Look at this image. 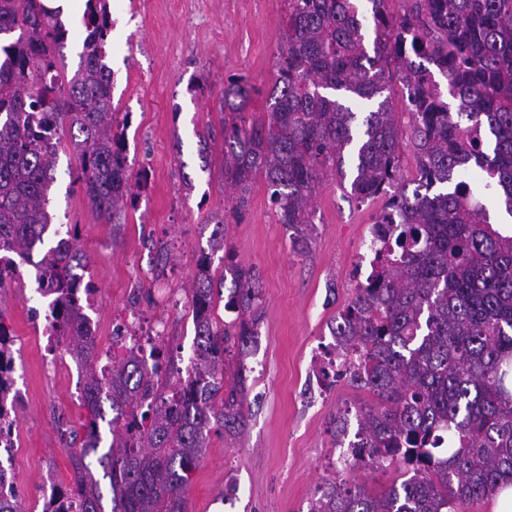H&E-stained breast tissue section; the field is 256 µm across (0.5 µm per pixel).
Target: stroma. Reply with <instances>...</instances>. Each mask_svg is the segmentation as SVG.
I'll use <instances>...</instances> for the list:
<instances>
[{
    "label": "stroma",
    "mask_w": 512,
    "mask_h": 512,
    "mask_svg": "<svg viewBox=\"0 0 512 512\" xmlns=\"http://www.w3.org/2000/svg\"><path fill=\"white\" fill-rule=\"evenodd\" d=\"M109 6L112 100L131 115L130 170L148 169L150 180L137 209L112 229L72 185L76 158L65 147L50 203L56 223L80 227L98 348L111 350L113 323L143 292L140 312L165 322L163 352L189 366L192 320L171 310L164 296L180 297L190 288L197 260L209 249V220L223 215L237 262L260 275L262 319L246 359L253 379L246 426L237 435H212L187 490L188 512H307L332 472V415L366 397L344 375L321 393L316 354L331 342L334 318L354 296L381 203L357 204L339 177L324 176L314 196L309 247L298 253L264 180L254 182L239 212L231 191L200 159L199 133L221 127L228 76L245 77L255 89L248 119L265 118L285 0H109ZM45 307L34 269L0 290V318L13 332L18 394L15 446L0 464L12 473L25 512H42L44 496L70 482L72 441L65 432L79 429L86 416L82 373L63 350H51Z\"/></svg>",
    "instance_id": "stroma-1"
}]
</instances>
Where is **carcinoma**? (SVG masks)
I'll use <instances>...</instances> for the list:
<instances>
[{"label":"carcinoma","instance_id":"cac0c4a2","mask_svg":"<svg viewBox=\"0 0 512 512\" xmlns=\"http://www.w3.org/2000/svg\"><path fill=\"white\" fill-rule=\"evenodd\" d=\"M402 4L399 14L391 5ZM373 53L357 0H287L269 122L247 121L254 89L229 78L222 91L221 173L244 209L257 177L294 245L309 247L311 205L324 173H351L350 195L382 201L374 224H399L397 251L336 317L331 335L354 353L346 373L369 399L331 419L357 418L344 464L393 469L401 482L374 494L326 479L308 512H466L512 484V235L464 185L480 183L512 216V0H368ZM78 68L69 30L42 0H0V248L35 268L49 298L45 329L85 372L81 448L72 478L42 512H187L186 492L211 433L240 432L250 368L246 349L261 318V281L235 261L224 216L211 218L215 278L203 254L188 294L194 352L185 374L147 369L129 349L98 366L86 327L92 286L77 224L44 248L59 147L77 159L72 184L96 217L125 223L148 182H131L130 113L112 102L105 63L108 0H86ZM406 91L401 128L389 96ZM209 164L216 135L199 134ZM412 145L416 176L400 174ZM39 260L33 261V255ZM231 283L223 292L224 283ZM236 313L225 322L216 308ZM14 340L0 322V429L15 425ZM111 494V510L103 499Z\"/></svg>","mask_w":512,"mask_h":512}]
</instances>
